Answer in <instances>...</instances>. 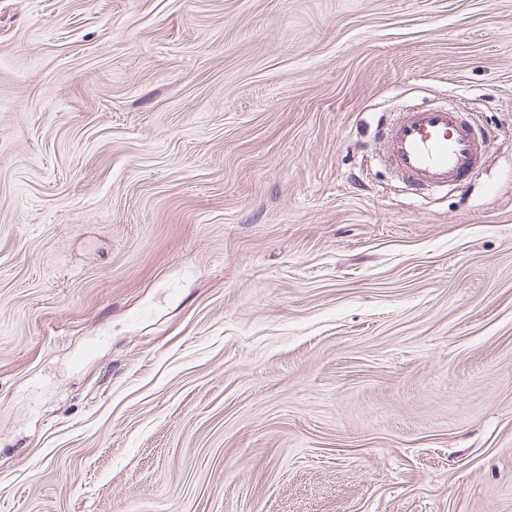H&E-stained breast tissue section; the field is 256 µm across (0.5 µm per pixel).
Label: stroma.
<instances>
[{"instance_id":"obj_1","label":"stroma","mask_w":512,"mask_h":512,"mask_svg":"<svg viewBox=\"0 0 512 512\" xmlns=\"http://www.w3.org/2000/svg\"><path fill=\"white\" fill-rule=\"evenodd\" d=\"M0 512H512V0H0ZM382 159L415 192L442 190L473 173L484 140L446 103L399 113L381 128Z\"/></svg>"}]
</instances>
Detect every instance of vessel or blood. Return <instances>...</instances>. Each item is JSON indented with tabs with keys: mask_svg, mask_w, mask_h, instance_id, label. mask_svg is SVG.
I'll return each mask as SVG.
<instances>
[{
	"mask_svg": "<svg viewBox=\"0 0 512 512\" xmlns=\"http://www.w3.org/2000/svg\"><path fill=\"white\" fill-rule=\"evenodd\" d=\"M382 158L415 192L442 190L473 173L484 140L461 121L453 104L412 108L380 131Z\"/></svg>",
	"mask_w": 512,
	"mask_h": 512,
	"instance_id": "1",
	"label": "vessel or blood"
}]
</instances>
